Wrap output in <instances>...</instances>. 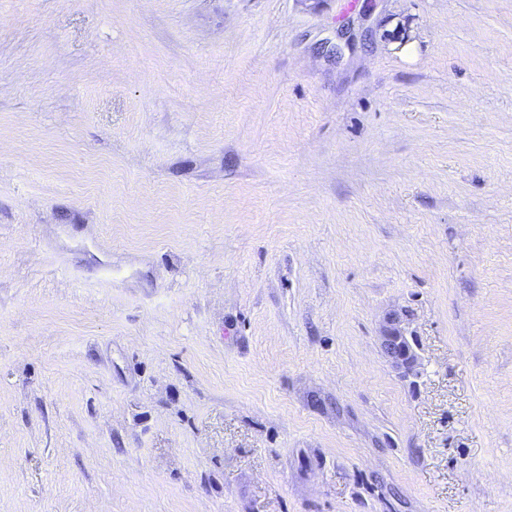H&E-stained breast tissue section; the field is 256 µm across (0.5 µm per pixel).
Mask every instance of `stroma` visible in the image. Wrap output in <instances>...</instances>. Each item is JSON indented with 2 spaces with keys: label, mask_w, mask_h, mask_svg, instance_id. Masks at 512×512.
I'll return each mask as SVG.
<instances>
[{
  "label": "stroma",
  "mask_w": 512,
  "mask_h": 512,
  "mask_svg": "<svg viewBox=\"0 0 512 512\" xmlns=\"http://www.w3.org/2000/svg\"><path fill=\"white\" fill-rule=\"evenodd\" d=\"M0 512H512V0H0ZM406 333L400 315L393 313L387 318L380 347L396 369L413 374L418 372L419 357L412 346L404 343L408 339Z\"/></svg>",
  "instance_id": "35a3bbf8"
}]
</instances>
